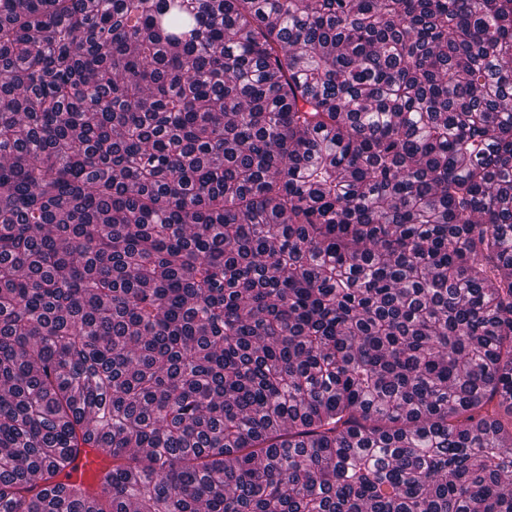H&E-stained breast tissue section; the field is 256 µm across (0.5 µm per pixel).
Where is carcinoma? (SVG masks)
<instances>
[{
	"instance_id": "1",
	"label": "carcinoma",
	"mask_w": 512,
	"mask_h": 512,
	"mask_svg": "<svg viewBox=\"0 0 512 512\" xmlns=\"http://www.w3.org/2000/svg\"><path fill=\"white\" fill-rule=\"evenodd\" d=\"M0 512H512V0H0ZM73 452L75 457L70 464V481L97 487L100 478L110 469L111 463L101 457L96 448H74Z\"/></svg>"
}]
</instances>
